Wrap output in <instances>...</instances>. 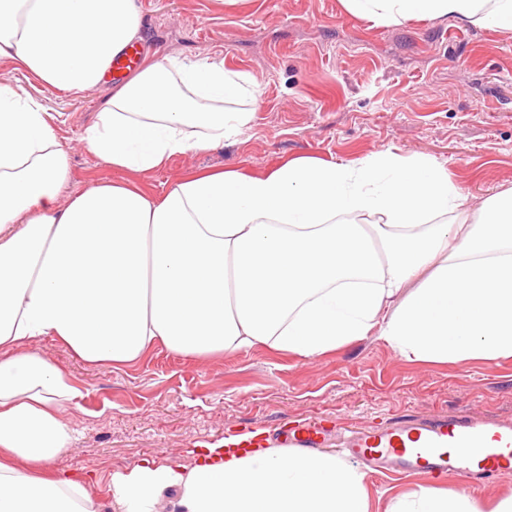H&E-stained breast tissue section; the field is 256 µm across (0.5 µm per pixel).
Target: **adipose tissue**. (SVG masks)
<instances>
[{
    "label": "adipose tissue",
    "instance_id": "1",
    "mask_svg": "<svg viewBox=\"0 0 512 512\" xmlns=\"http://www.w3.org/2000/svg\"><path fill=\"white\" fill-rule=\"evenodd\" d=\"M0 0V57L65 92L98 86L139 34V0ZM389 26L448 19L512 32V0H341ZM248 78L170 56L113 88L80 135L114 169L238 140ZM67 152L27 91L0 82V512H99L83 475L52 474L80 396L32 340L131 365L161 347L207 358L266 347L303 358L369 335L420 362L512 356V187L477 205L447 167L384 150L296 157L263 175L194 173L162 194L107 181L60 205ZM113 512H370L365 474L336 454L216 444L192 465L113 471ZM385 512H512L422 486Z\"/></svg>",
    "mask_w": 512,
    "mask_h": 512
}]
</instances>
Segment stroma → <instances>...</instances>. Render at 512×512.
<instances>
[{"label": "stroma", "mask_w": 512, "mask_h": 512, "mask_svg": "<svg viewBox=\"0 0 512 512\" xmlns=\"http://www.w3.org/2000/svg\"><path fill=\"white\" fill-rule=\"evenodd\" d=\"M140 4L155 56L220 61L253 77L233 104L252 111L251 128L145 177L118 171L79 140L109 86L62 92L0 58V81L26 89L68 153L61 202L106 181L159 194L201 170L260 174L294 157L354 161L387 149L444 162L477 200L512 186V32L452 20L376 26L340 0ZM32 346L82 393L63 416L74 439L55 468L91 473L100 512H112V470L163 457L189 465L196 449L244 428L453 411L512 422V358L413 362L375 335L316 359L257 348L193 360L158 348L120 368L88 365L49 337Z\"/></svg>", "instance_id": "1"}]
</instances>
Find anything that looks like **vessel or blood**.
Masks as SVG:
<instances>
[{
	"mask_svg": "<svg viewBox=\"0 0 512 512\" xmlns=\"http://www.w3.org/2000/svg\"><path fill=\"white\" fill-rule=\"evenodd\" d=\"M149 49L145 41L129 43L113 58L110 79L121 81L140 68ZM279 436L281 446L301 452L323 448L334 438L342 459L358 462L373 474L419 473L434 478L453 472L464 475L476 490L512 463V425L480 422L467 414L422 419L397 415L382 424L351 427L345 434L311 421L282 426Z\"/></svg>",
	"mask_w": 512,
	"mask_h": 512,
	"instance_id": "b4317fda",
	"label": "vessel or blood"
}]
</instances>
